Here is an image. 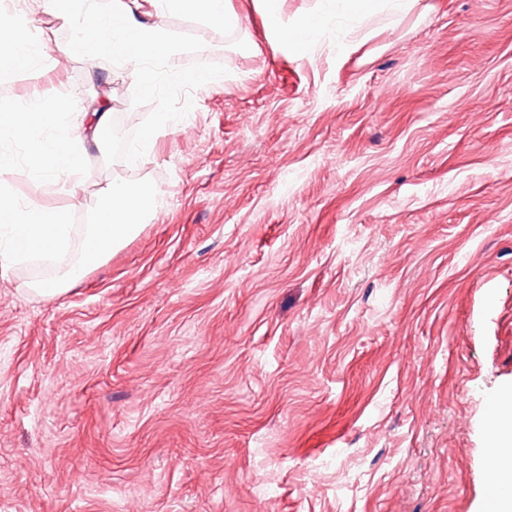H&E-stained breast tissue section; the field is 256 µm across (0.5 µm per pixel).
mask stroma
I'll list each match as a JSON object with an SVG mask.
<instances>
[{
	"instance_id": "stroma-1",
	"label": "stroma",
	"mask_w": 512,
	"mask_h": 512,
	"mask_svg": "<svg viewBox=\"0 0 512 512\" xmlns=\"http://www.w3.org/2000/svg\"><path fill=\"white\" fill-rule=\"evenodd\" d=\"M345 48L277 28L324 0L169 8L140 91L50 53L0 106L70 92L127 126L72 179L0 172L84 218L112 181L165 204L54 297L0 276V512H485L486 410L512 388V0H420ZM204 68L189 127L125 150ZM210 6L206 11L199 10L198 0H166L172 7L182 12L202 17L215 22H220L224 28L234 29L240 24V17L231 7L229 0H209Z\"/></svg>"
}]
</instances>
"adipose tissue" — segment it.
Segmentation results:
<instances>
[{
  "label": "adipose tissue",
  "instance_id": "1",
  "mask_svg": "<svg viewBox=\"0 0 512 512\" xmlns=\"http://www.w3.org/2000/svg\"><path fill=\"white\" fill-rule=\"evenodd\" d=\"M142 8L141 0H88L81 38L60 45L46 37L37 48L23 24L1 19L0 72L25 69L34 55L44 56L56 49L67 55L119 59L143 92H153L155 82L147 61L172 59L179 47L160 21L138 19ZM71 104V99H63L55 112L43 111L36 100L16 110L0 108V134L24 147L34 175L60 178L78 174L86 162L85 143L97 141L105 130L109 121L105 111L81 121L63 120L62 113ZM492 410L498 420L490 435L498 450L495 478L499 484L512 485V406L500 399Z\"/></svg>",
  "mask_w": 512,
  "mask_h": 512
}]
</instances>
